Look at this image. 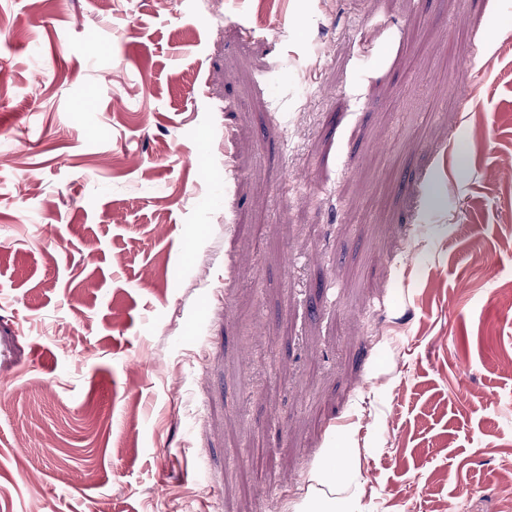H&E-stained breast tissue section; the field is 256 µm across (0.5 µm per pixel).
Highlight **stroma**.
Segmentation results:
<instances>
[{"mask_svg":"<svg viewBox=\"0 0 512 512\" xmlns=\"http://www.w3.org/2000/svg\"><path fill=\"white\" fill-rule=\"evenodd\" d=\"M0 0V512H512V0Z\"/></svg>","mask_w":512,"mask_h":512,"instance_id":"35a3bbf8","label":"stroma"}]
</instances>
